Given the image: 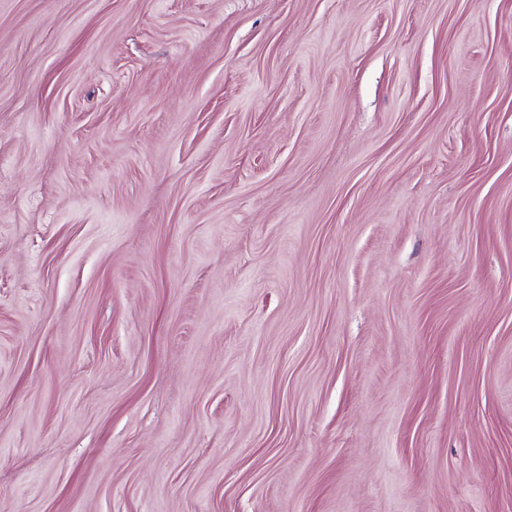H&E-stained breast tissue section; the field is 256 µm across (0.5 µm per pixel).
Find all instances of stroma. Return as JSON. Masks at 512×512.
Returning <instances> with one entry per match:
<instances>
[{"label":"stroma","instance_id":"obj_1","mask_svg":"<svg viewBox=\"0 0 512 512\" xmlns=\"http://www.w3.org/2000/svg\"><path fill=\"white\" fill-rule=\"evenodd\" d=\"M0 512H512V0H0Z\"/></svg>","mask_w":512,"mask_h":512}]
</instances>
